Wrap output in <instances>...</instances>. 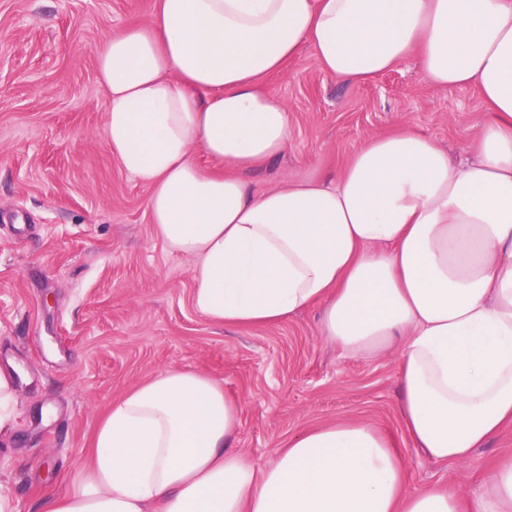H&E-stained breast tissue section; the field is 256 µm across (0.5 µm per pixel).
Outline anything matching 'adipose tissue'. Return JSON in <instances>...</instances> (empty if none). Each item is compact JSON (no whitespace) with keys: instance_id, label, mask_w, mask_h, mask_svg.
<instances>
[{"instance_id":"ef3b65f1","label":"adipose tissue","mask_w":512,"mask_h":512,"mask_svg":"<svg viewBox=\"0 0 512 512\" xmlns=\"http://www.w3.org/2000/svg\"><path fill=\"white\" fill-rule=\"evenodd\" d=\"M305 45L345 85L413 55L425 83L477 90L474 159L406 128L336 177L255 190L248 173L291 139L265 81ZM96 70L105 145L148 187L157 236L192 259L197 313L274 326L316 306L344 356L398 348L402 428L434 462L512 425V0H152ZM239 426L222 384L156 374L112 403L76 485L39 512H512V459L466 499L411 486L362 423L309 430L266 466L234 448Z\"/></svg>"}]
</instances>
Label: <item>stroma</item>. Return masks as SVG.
Returning a JSON list of instances; mask_svg holds the SVG:
<instances>
[{"label":"stroma","instance_id":"obj_1","mask_svg":"<svg viewBox=\"0 0 512 512\" xmlns=\"http://www.w3.org/2000/svg\"><path fill=\"white\" fill-rule=\"evenodd\" d=\"M149 19V0H0V369L18 371L0 493L17 512L69 493L109 406L183 369L239 401L235 446L257 463L311 428L363 422L393 441L412 485L478 495L494 463L512 458V425L466 462L435 463L402 428L396 352L343 357L315 307L269 327L194 311L191 259L157 237L148 189L103 140L94 52ZM265 87L289 108L291 146L249 174L260 190L335 174L369 138L405 126L466 159L484 119L477 91L424 83L413 56L348 86L306 45Z\"/></svg>","mask_w":512,"mask_h":512}]
</instances>
